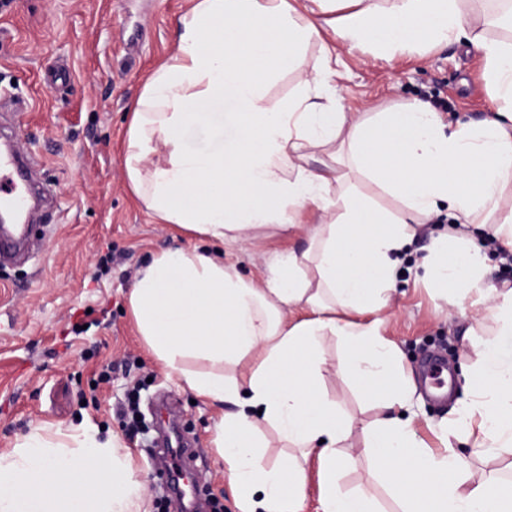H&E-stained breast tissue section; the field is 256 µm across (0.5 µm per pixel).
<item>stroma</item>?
<instances>
[{
    "mask_svg": "<svg viewBox=\"0 0 512 512\" xmlns=\"http://www.w3.org/2000/svg\"><path fill=\"white\" fill-rule=\"evenodd\" d=\"M188 0H0V96L19 97L8 114L17 148L33 159L51 190L34 222L29 253L0 264V453L31 429L53 433L82 425L118 436L144 485L146 512H173L153 461L152 405L173 399L196 451L195 481L213 512H242L211 444L219 413L168 378L138 335L128 308L130 285L154 256L203 240L172 224L154 223L131 192L123 147L147 73L177 44V18ZM338 101L347 112L438 106L443 123H477L494 107L481 52L464 40L424 50L374 54L337 46ZM452 219L419 227L386 311L385 338L402 351L415 387V428L437 447L438 425L465 399V373L476 355L470 301L440 299L418 278L434 237ZM302 231L267 230L247 250L226 248L245 276L259 275L279 254L300 251ZM324 385L357 423L374 409L340 377L341 344L322 341ZM446 351L450 399L429 395L427 353Z\"/></svg>",
    "mask_w": 512,
    "mask_h": 512,
    "instance_id": "obj_1",
    "label": "stroma"
}]
</instances>
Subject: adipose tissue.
I'll return each mask as SVG.
<instances>
[{
  "mask_svg": "<svg viewBox=\"0 0 512 512\" xmlns=\"http://www.w3.org/2000/svg\"><path fill=\"white\" fill-rule=\"evenodd\" d=\"M351 10L337 16L339 4ZM465 0H189L175 51L146 78L132 112L124 167L134 195L158 224L246 246L260 231L294 228L306 250L277 257L261 278L207 248L162 252L139 273L129 303L137 331L169 377L223 407L212 443L243 512H303L299 460L316 455L321 512H383L338 479L355 447L354 423L322 386V336L341 342L340 372L379 408L362 429L363 454L400 512H512V486L472 481L470 463L436 453L413 430L412 386L400 350L383 337L400 256L419 224L448 209L455 233L423 258V279L441 296L485 291L486 256L468 231L512 254V44L476 32ZM379 54L468 35L486 62L499 105L483 121L447 127L417 100L395 112L358 114L336 99L332 51L322 46L295 94L268 88L300 47L324 31ZM225 105L218 143L186 145ZM325 153L317 170L296 159ZM374 183L402 203L375 205ZM239 366L236 374L225 365ZM471 399L441 433L465 432L477 457L512 454V360L481 343L469 368ZM269 425L289 452L262 461ZM116 438L91 428H35L0 454V512H142Z\"/></svg>",
  "mask_w": 512,
  "mask_h": 512,
  "instance_id": "adipose-tissue-1",
  "label": "adipose tissue"
}]
</instances>
